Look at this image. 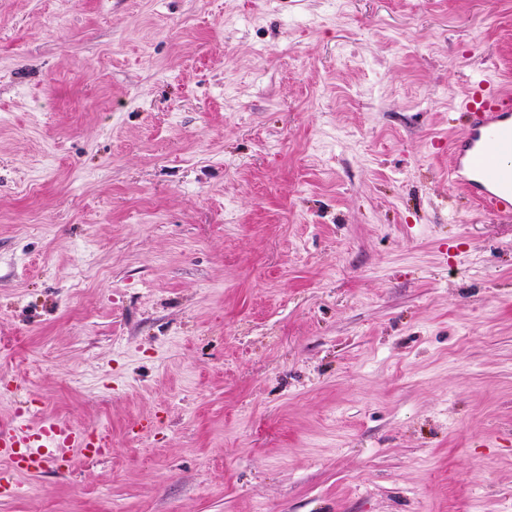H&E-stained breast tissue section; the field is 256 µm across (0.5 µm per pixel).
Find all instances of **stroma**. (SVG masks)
I'll use <instances>...</instances> for the list:
<instances>
[{
	"label": "stroma",
	"mask_w": 512,
	"mask_h": 512,
	"mask_svg": "<svg viewBox=\"0 0 512 512\" xmlns=\"http://www.w3.org/2000/svg\"><path fill=\"white\" fill-rule=\"evenodd\" d=\"M512 0H0V512H512V220L447 143ZM104 446L95 429L74 428L38 411L0 420V471L10 477L6 483L0 481V497L10 498L20 491V476L41 474L49 468L59 470L60 463L70 465L77 455L100 456Z\"/></svg>",
	"instance_id": "stroma-1"
}]
</instances>
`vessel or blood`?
<instances>
[{"instance_id":"obj_1","label":"vessel or blood","mask_w":512,"mask_h":512,"mask_svg":"<svg viewBox=\"0 0 512 512\" xmlns=\"http://www.w3.org/2000/svg\"><path fill=\"white\" fill-rule=\"evenodd\" d=\"M466 134L449 141L448 180L467 200L498 218H512V93L474 90L461 107ZM104 440L92 428H75L32 411L0 421V497L16 495L20 477L32 476L75 456L92 457Z\"/></svg>"}]
</instances>
